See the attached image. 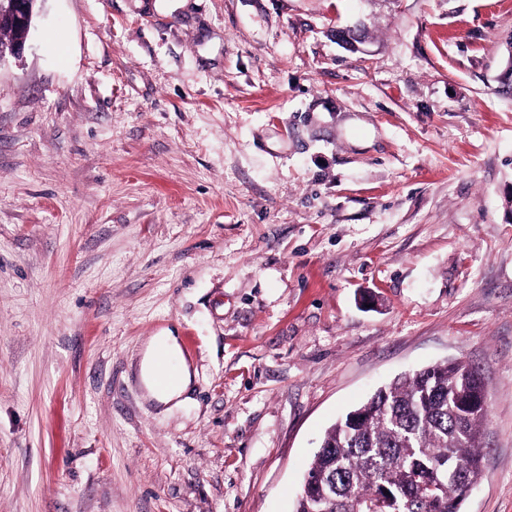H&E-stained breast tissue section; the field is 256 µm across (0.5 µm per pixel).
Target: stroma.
Wrapping results in <instances>:
<instances>
[{
  "instance_id": "obj_1",
  "label": "stroma",
  "mask_w": 512,
  "mask_h": 512,
  "mask_svg": "<svg viewBox=\"0 0 512 512\" xmlns=\"http://www.w3.org/2000/svg\"><path fill=\"white\" fill-rule=\"evenodd\" d=\"M511 38L512 0H43L0 66V512H294L336 419L450 359L461 512H512ZM158 339L162 342L166 350L174 358L180 354L179 346L175 336H159ZM161 357L164 361L160 373V381L162 383H169L175 379L178 371V362L174 358H170L164 352L161 353ZM155 353L156 342L149 347L140 361V379L147 387L152 399L159 404H169L179 399L187 391L192 383V374L185 361L181 358L178 382L167 387L159 388L155 382Z\"/></svg>"
}]
</instances>
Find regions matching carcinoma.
Segmentation results:
<instances>
[{
	"label": "carcinoma",
	"instance_id": "obj_1",
	"mask_svg": "<svg viewBox=\"0 0 512 512\" xmlns=\"http://www.w3.org/2000/svg\"><path fill=\"white\" fill-rule=\"evenodd\" d=\"M486 413L463 360L377 389L326 430L295 512H459L481 475Z\"/></svg>",
	"mask_w": 512,
	"mask_h": 512
}]
</instances>
